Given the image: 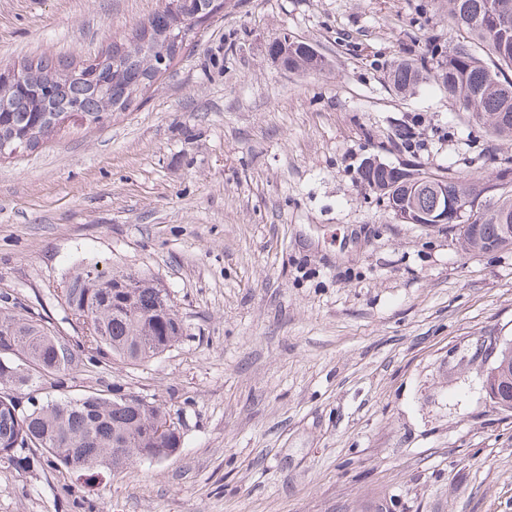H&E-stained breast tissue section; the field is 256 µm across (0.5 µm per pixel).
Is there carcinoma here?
<instances>
[{
	"instance_id": "cac0c4a2",
	"label": "carcinoma",
	"mask_w": 512,
	"mask_h": 512,
	"mask_svg": "<svg viewBox=\"0 0 512 512\" xmlns=\"http://www.w3.org/2000/svg\"><path fill=\"white\" fill-rule=\"evenodd\" d=\"M198 0H166L162 10L139 22L131 34L87 66L53 65L47 59L26 62L24 83L0 80V159L11 158L23 144L31 152L71 128L103 124L114 112L138 105L143 92L163 76L157 74L156 49L168 45L170 65L182 56V43L168 41L172 30L186 40L205 26ZM448 22L467 38L429 46L421 62H402L390 79L399 91H412L432 79L458 100L496 137H512V0H450ZM314 48L293 40L283 46L276 37L269 56L289 71L314 69ZM448 202L481 193L489 178L470 174L434 175ZM389 172L364 165L363 186L389 197ZM492 214L458 225L465 247L476 253L509 249L501 225L512 222V189L500 192ZM71 322L83 333L84 345L98 361L136 366L168 352L188 326L167 289L144 272L99 271L98 264L78 266L61 288ZM0 444L19 443L0 464L29 469L47 454L66 472L91 482L101 470L124 471L147 460L161 462L180 448L181 436L160 404L132 393L92 392L80 399L63 396L38 406L17 409L14 390L36 380H56L78 369L75 345L51 323L32 314H17V302L0 297Z\"/></svg>"
}]
</instances>
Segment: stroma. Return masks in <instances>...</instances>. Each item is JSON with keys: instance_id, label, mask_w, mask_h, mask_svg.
<instances>
[{"instance_id": "obj_1", "label": "stroma", "mask_w": 512, "mask_h": 512, "mask_svg": "<svg viewBox=\"0 0 512 512\" xmlns=\"http://www.w3.org/2000/svg\"><path fill=\"white\" fill-rule=\"evenodd\" d=\"M164 4L0 0V65L94 58ZM282 34L325 67L284 69ZM454 37L448 0H230L138 108L0 162V294L71 336L72 268H147L188 325L156 359L15 394L163 404L176 455L92 485L0 468V512H512V412L477 352L512 339V251L405 223L359 179L369 157L512 158L435 83L388 79Z\"/></svg>"}]
</instances>
